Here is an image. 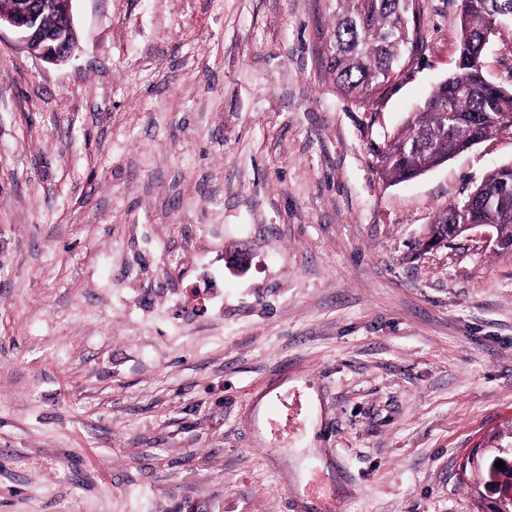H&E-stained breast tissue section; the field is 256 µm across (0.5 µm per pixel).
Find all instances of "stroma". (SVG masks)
Instances as JSON below:
<instances>
[{
    "mask_svg": "<svg viewBox=\"0 0 512 512\" xmlns=\"http://www.w3.org/2000/svg\"><path fill=\"white\" fill-rule=\"evenodd\" d=\"M73 12L59 65L0 30V512H491L464 465L512 420V249L426 240L512 132L376 164L460 0L365 107L327 0ZM483 66L512 86L511 22Z\"/></svg>",
    "mask_w": 512,
    "mask_h": 512,
    "instance_id": "stroma-1",
    "label": "stroma"
}]
</instances>
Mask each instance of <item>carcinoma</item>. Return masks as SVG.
Returning a JSON list of instances; mask_svg holds the SVG:
<instances>
[{"mask_svg":"<svg viewBox=\"0 0 512 512\" xmlns=\"http://www.w3.org/2000/svg\"><path fill=\"white\" fill-rule=\"evenodd\" d=\"M418 0H328L335 25L330 69L338 89L367 104L388 84L420 34ZM457 72L441 81L411 113L405 129L378 156L381 173L394 182L442 164L448 154L512 129V102L489 82L482 66L493 19L512 15V0H461ZM458 224H492L498 247L512 248V166L493 171L472 197L436 216L429 236L455 237Z\"/></svg>","mask_w":512,"mask_h":512,"instance_id":"cac0c4a2","label":"carcinoma"}]
</instances>
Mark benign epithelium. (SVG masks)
Here are the masks:
<instances>
[{
    "instance_id": "obj_1",
    "label": "benign epithelium",
    "mask_w": 512,
    "mask_h": 512,
    "mask_svg": "<svg viewBox=\"0 0 512 512\" xmlns=\"http://www.w3.org/2000/svg\"><path fill=\"white\" fill-rule=\"evenodd\" d=\"M73 0H0V27L7 26L31 54L45 62L69 61L77 45ZM56 25L49 27L44 19Z\"/></svg>"
}]
</instances>
